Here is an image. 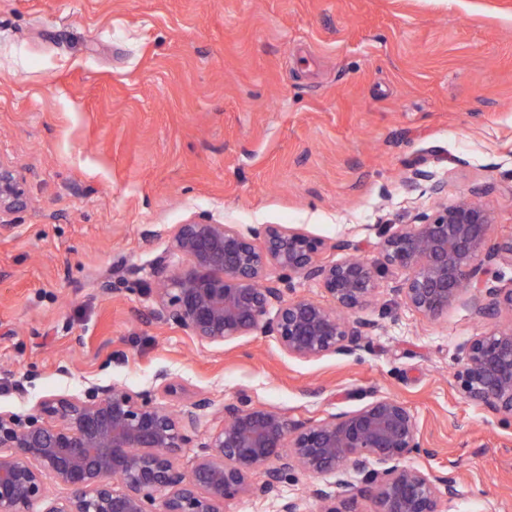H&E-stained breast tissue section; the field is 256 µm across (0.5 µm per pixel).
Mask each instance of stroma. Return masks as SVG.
<instances>
[{"label":"stroma","instance_id":"stroma-1","mask_svg":"<svg viewBox=\"0 0 512 512\" xmlns=\"http://www.w3.org/2000/svg\"><path fill=\"white\" fill-rule=\"evenodd\" d=\"M0 161L27 196L0 229V412L160 370L176 411L244 395L309 423L391 396L425 448L410 466L459 483L447 512H512V420L454 379L489 328L468 298L431 320L383 293L361 350L312 361L149 313L175 225L371 246L432 204L415 163L451 203L489 187L490 240L511 237L512 0H0ZM407 183L411 186L426 184L430 193L437 198L441 197L445 189L444 182L437 179L433 171L423 168L420 164L412 165L407 177Z\"/></svg>","mask_w":512,"mask_h":512}]
</instances>
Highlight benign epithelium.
Returning <instances> with one entry per match:
<instances>
[{
    "instance_id": "1",
    "label": "benign epithelium",
    "mask_w": 512,
    "mask_h": 512,
    "mask_svg": "<svg viewBox=\"0 0 512 512\" xmlns=\"http://www.w3.org/2000/svg\"><path fill=\"white\" fill-rule=\"evenodd\" d=\"M407 183L425 184L437 198L445 189L420 164ZM486 194L474 187L454 204L415 211L381 235L373 258L350 239L328 244L294 225L245 233L190 219L174 227L152 265V315L202 344L260 331L307 361L362 347L379 323L359 313L392 273L400 278L389 291L423 317L447 315L465 294L481 319L512 316V286L499 285L497 269L503 255L512 256V237L489 245L495 215L480 201ZM24 204L20 178L0 161V227L12 226L6 217ZM328 247L346 257L320 263ZM297 278L317 282L328 302L294 294ZM457 360L465 397L512 418V321L469 339ZM160 391H177L164 370L151 390L99 385L84 398L45 397L26 415L0 412V512H34L36 505L40 512H224L227 500L253 494L276 500V512H307L304 499L281 494L295 472L314 479L309 498L319 512H359L361 501L370 512H445L461 495L454 477L406 465L424 448L414 416L396 398L379 396L316 423L240 398L222 405L220 425L202 434L213 402L200 398L173 413ZM184 448L200 449L187 472L176 464ZM258 470L265 480L256 487L249 478ZM48 476L67 489L65 497H49Z\"/></svg>"
}]
</instances>
